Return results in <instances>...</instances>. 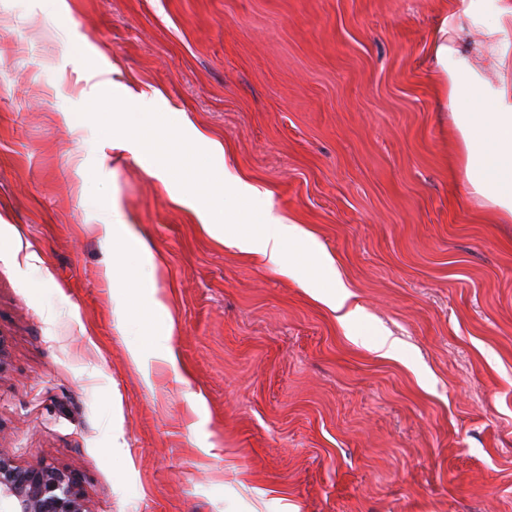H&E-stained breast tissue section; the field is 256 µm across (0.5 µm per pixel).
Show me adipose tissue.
<instances>
[{
  "instance_id": "1",
  "label": "adipose tissue",
  "mask_w": 512,
  "mask_h": 512,
  "mask_svg": "<svg viewBox=\"0 0 512 512\" xmlns=\"http://www.w3.org/2000/svg\"><path fill=\"white\" fill-rule=\"evenodd\" d=\"M434 77L438 78L450 112L459 162L469 194L493 209L504 223L512 222V0H461L434 29L429 46ZM85 82L80 92L87 111H99L108 102H133L147 114L145 122L113 125L112 147L142 154L153 149L164 120L156 112L158 96L134 93L129 87L99 78L94 62L81 66ZM224 188L203 193L196 182L184 183L177 204L190 207L203 229L225 245L261 257L282 275L311 289L314 298L335 314L337 322L353 327L361 308L327 252L305 226L274 209L269 189L243 176L225 172ZM112 256L104 269L116 313L166 310V298L156 288L141 290V298L123 302L124 285L138 284L139 272L155 265L148 244L131 228L120 204L112 206V220L101 225ZM137 255L139 265L124 282L114 272L121 258Z\"/></svg>"
}]
</instances>
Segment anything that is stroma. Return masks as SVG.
<instances>
[{
  "instance_id": "1",
  "label": "stroma",
  "mask_w": 512,
  "mask_h": 512,
  "mask_svg": "<svg viewBox=\"0 0 512 512\" xmlns=\"http://www.w3.org/2000/svg\"><path fill=\"white\" fill-rule=\"evenodd\" d=\"M0 0V452L75 470L90 512H512V223L472 198L429 40L455 0ZM160 90L312 230L363 307L208 234L117 155L72 51ZM120 201L164 314L120 325L99 233ZM400 341L383 359L355 339ZM169 334L176 366L130 364ZM199 403H191L189 394Z\"/></svg>"
}]
</instances>
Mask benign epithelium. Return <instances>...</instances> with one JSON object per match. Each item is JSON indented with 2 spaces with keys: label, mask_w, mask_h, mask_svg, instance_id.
Segmentation results:
<instances>
[{
  "label": "benign epithelium",
  "mask_w": 512,
  "mask_h": 512,
  "mask_svg": "<svg viewBox=\"0 0 512 512\" xmlns=\"http://www.w3.org/2000/svg\"><path fill=\"white\" fill-rule=\"evenodd\" d=\"M0 512H89L76 473L52 463L19 464L0 452Z\"/></svg>",
  "instance_id": "benign-epithelium-1"
}]
</instances>
